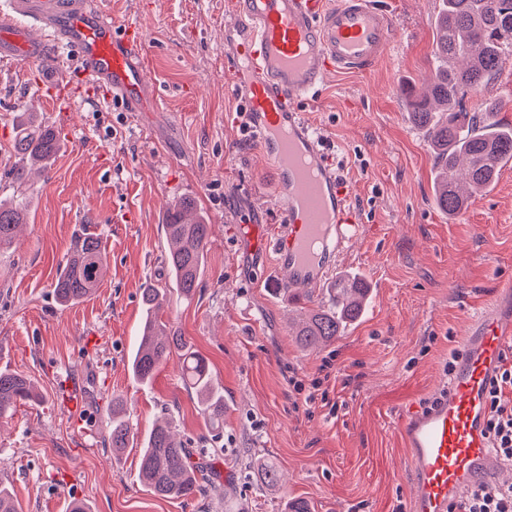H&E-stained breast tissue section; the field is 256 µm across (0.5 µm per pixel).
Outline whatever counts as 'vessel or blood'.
<instances>
[{
    "label": "vessel or blood",
    "instance_id": "b4317fda",
    "mask_svg": "<svg viewBox=\"0 0 512 512\" xmlns=\"http://www.w3.org/2000/svg\"><path fill=\"white\" fill-rule=\"evenodd\" d=\"M224 11L232 19L224 29L226 90L244 105L242 121L276 172L279 200L275 239L257 224L239 231L252 250L272 254L265 288L301 303L332 276L360 227L300 104L329 76L375 64L391 18L373 0H225ZM51 44L72 52L88 87H109L134 112L144 104L149 79L137 17L116 21L105 0H0V61L33 62ZM509 341L512 314L487 308L460 337L435 401L399 414L395 428L413 476L410 512H450L499 471L487 437L488 392Z\"/></svg>",
    "mask_w": 512,
    "mask_h": 512
}]
</instances>
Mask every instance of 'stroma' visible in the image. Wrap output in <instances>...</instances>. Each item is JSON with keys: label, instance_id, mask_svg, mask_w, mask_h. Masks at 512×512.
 Wrapping results in <instances>:
<instances>
[{"label": "stroma", "instance_id": "obj_1", "mask_svg": "<svg viewBox=\"0 0 512 512\" xmlns=\"http://www.w3.org/2000/svg\"><path fill=\"white\" fill-rule=\"evenodd\" d=\"M138 14L156 93L136 112L83 86L67 50L0 64V199L14 196V116L38 113L61 147L29 169L28 222L0 250V369L33 383L40 398L0 420V484L19 512H410L413 491L394 417L434 397L459 336L512 279V161L455 217L434 200L435 158L411 121L406 93L434 73L441 0H375L393 28L369 71L329 77L303 113L333 158L362 233L337 271L370 291L362 316L325 348L303 352L292 325L299 306L260 285L265 258L244 246L235 216L272 225L273 168L244 131L227 126L238 103L225 93L224 0H110ZM62 77L54 100L37 94L40 71ZM498 105L512 125V53L490 84L465 98L471 112ZM211 226L192 298L170 287L162 224L182 199ZM101 240L107 266L96 290L63 307L54 282L81 226ZM166 289L163 320L203 356L224 395L214 430L171 357L151 382L129 358L142 324L145 283ZM80 387L71 395L66 385ZM121 405L134 438L108 443ZM168 417L181 441L219 453L216 486L162 498L138 478L145 436ZM261 459L283 473L266 487Z\"/></svg>", "mask_w": 512, "mask_h": 512}]
</instances>
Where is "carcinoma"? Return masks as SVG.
Masks as SVG:
<instances>
[{"mask_svg":"<svg viewBox=\"0 0 512 512\" xmlns=\"http://www.w3.org/2000/svg\"><path fill=\"white\" fill-rule=\"evenodd\" d=\"M512 48V0H443L435 25L434 77L428 89L407 100L415 123L425 129L437 166L435 201L446 213L459 212L473 194L484 190L502 162L512 160V128L503 129L469 112L462 101L493 80L500 70L505 50ZM14 153L48 162L59 150L55 132L19 115ZM195 206L180 201L166 214L164 224L168 249L166 263L177 291L188 298L203 273L204 252L210 225L192 215ZM27 219L23 203L0 205V248L12 243ZM106 256L100 240L82 229L71 240L69 257L57 275L54 292L67 306L88 297L99 284ZM165 293L149 284L142 288L144 324L139 344L130 361L132 373L149 381L170 356L177 352L188 389L201 403L209 425L224 424V399L213 385L205 360L191 350L181 332L161 320ZM367 302V288L356 278L336 282L333 305L320 306L304 316L294 336L305 350H317L336 340L346 323L357 318ZM30 381L16 373L0 371V419L11 415L17 404L36 399ZM133 433L120 410L112 408V450L128 446ZM192 451L177 440L170 422L156 424L142 448L140 479L156 495L186 498L203 490V467L191 461Z\"/></svg>","mask_w":512,"mask_h":512,"instance_id":"carcinoma-1","label":"carcinoma"}]
</instances>
